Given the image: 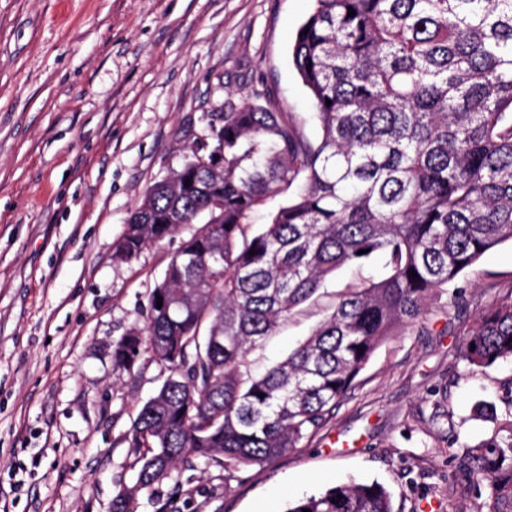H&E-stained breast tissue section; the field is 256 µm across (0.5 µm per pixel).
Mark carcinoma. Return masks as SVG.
<instances>
[{
  "mask_svg": "<svg viewBox=\"0 0 512 512\" xmlns=\"http://www.w3.org/2000/svg\"><path fill=\"white\" fill-rule=\"evenodd\" d=\"M312 2L292 58L320 137L262 105L209 113L201 144L146 191L114 243V261L128 263L203 219L144 323L112 343L113 369L134 376L146 359L168 372L132 423L139 468L112 512H134L180 465L215 464L231 481L299 447L397 326L512 242V0ZM288 193L250 231L258 207ZM376 258L384 278L342 293L305 342L252 375L249 352L327 277ZM462 357L512 360V294L477 316ZM499 400L505 414L464 455L485 493L476 512H512V381ZM305 509L394 512L377 482L339 483L287 512Z\"/></svg>",
  "mask_w": 512,
  "mask_h": 512,
  "instance_id": "obj_1",
  "label": "carcinoma"
}]
</instances>
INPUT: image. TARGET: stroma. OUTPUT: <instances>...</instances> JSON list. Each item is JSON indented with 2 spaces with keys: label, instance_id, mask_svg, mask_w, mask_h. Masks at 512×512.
Instances as JSON below:
<instances>
[{
  "label": "stroma",
  "instance_id": "stroma-1",
  "mask_svg": "<svg viewBox=\"0 0 512 512\" xmlns=\"http://www.w3.org/2000/svg\"><path fill=\"white\" fill-rule=\"evenodd\" d=\"M310 0H0V512H107L137 465L125 438L165 375L112 369V342L190 233L112 260L131 212L179 170L227 104L291 112L317 138L292 63ZM382 260L344 267L253 350L261 374L298 347ZM512 292V244L467 268L375 351L326 425L225 481L181 467L136 512H287L343 482H377L395 512H471L460 462L512 361L461 356L475 317ZM447 388L446 415L433 393Z\"/></svg>",
  "mask_w": 512,
  "mask_h": 512
}]
</instances>
